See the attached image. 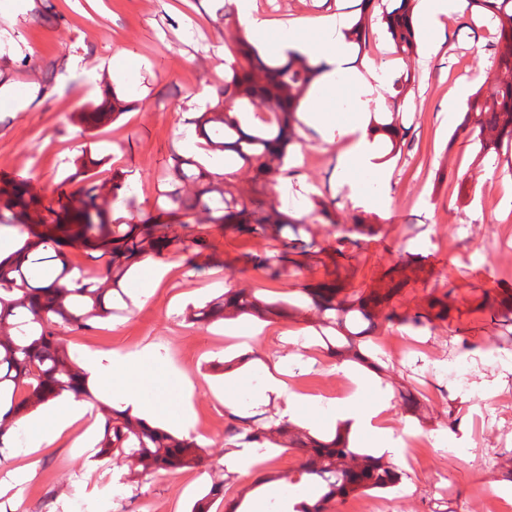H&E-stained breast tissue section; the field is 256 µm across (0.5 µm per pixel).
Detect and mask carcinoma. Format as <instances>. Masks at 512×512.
Segmentation results:
<instances>
[{"label": "carcinoma", "mask_w": 512, "mask_h": 512, "mask_svg": "<svg viewBox=\"0 0 512 512\" xmlns=\"http://www.w3.org/2000/svg\"><path fill=\"white\" fill-rule=\"evenodd\" d=\"M360 0V12L350 22L351 41L359 53L370 45L368 18L380 9L381 23L397 55H410L417 47L413 20L415 0ZM470 10L495 24L494 76L485 81L466 103L459 129L468 132L477 157L499 156L512 145V0H469ZM234 61L224 70V84L214 103L191 120L206 148L224 154L226 172H212L191 157L175 154L167 172L168 189L157 218L139 224L110 220L117 199L132 204V189L120 179L112 183L91 181L78 191L58 196V207L41 206L28 180H10L0 186V229L12 227L24 236L18 254L24 261L0 259V440L17 428L26 412L63 395L83 396L100 415L102 437L96 457L124 456L147 473L175 472L205 464L200 446L191 438H179L167 430L95 399L82 368L71 358L58 330L88 327L112 316L114 293L133 265L159 254L161 248L198 257L206 247L201 233L168 236L178 224H221L224 230L248 233L276 242L261 255H251L254 269L270 281H278L288 266L301 267L290 258L288 233L301 244L299 254H309L316 239L306 242L300 231L311 225L279 209L268 190L288 174L290 147L302 142L298 128L301 104L325 67L290 51L284 56H263L247 37L236 35L230 45ZM401 89L389 111L370 123L385 133L389 155L402 150L406 129L399 121L400 98L411 83V74L400 78ZM117 95L79 113L77 122L87 132L126 111ZM254 172L249 196L237 187L236 165ZM312 214L325 224L336 225L332 204L312 196ZM77 245L100 252L104 269L89 273L69 263L65 246ZM311 300L304 306L283 297L265 296L247 288H230L192 311L190 320L212 323L229 316L252 315L262 319L311 311L318 323L340 334L338 355L366 363L369 332L353 333L347 322L364 320L375 330L387 324L415 326L444 320L448 294L435 298L428 309L413 316L384 312L380 295L355 299L337 284L305 289ZM234 423L225 433L254 448H283L295 452L299 477L312 480L320 494L293 505V512H330L333 503L365 490L388 491L402 479L398 468L370 454L349 447L341 432L318 437L288 422L256 421L231 415ZM224 492L216 483L197 498L191 512H211Z\"/></svg>", "instance_id": "obj_1"}]
</instances>
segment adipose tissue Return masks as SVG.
Segmentation results:
<instances>
[{
  "label": "adipose tissue",
  "mask_w": 512,
  "mask_h": 512,
  "mask_svg": "<svg viewBox=\"0 0 512 512\" xmlns=\"http://www.w3.org/2000/svg\"><path fill=\"white\" fill-rule=\"evenodd\" d=\"M346 27L339 19L332 18L323 22L316 41H308L299 31L289 30L287 38L282 42V50L296 51L310 56L314 61L323 63L326 70L323 74L327 86H334L335 75H342L346 86L356 96L370 94L373 84L378 81L376 72L361 73L346 69L345 62L349 53V43L345 35ZM351 132L357 138L351 147L350 160L358 171L373 169V145L379 133L369 123L363 107H355L351 118ZM85 369L101 384L103 394L111 396L130 407L132 413L150 416L158 409L156 402L146 399V386L151 380L152 370L145 361L139 360L131 364L104 361L102 357L91 355L85 360ZM349 380L357 391L365 389V378L356 373H349ZM355 395L344 398L340 416L348 421L350 428L361 432H375V440L379 451L395 453L394 442L386 441L384 434L376 433L375 423L379 415L392 407L391 395L385 394L371 404L362 406Z\"/></svg>",
  "instance_id": "1"
}]
</instances>
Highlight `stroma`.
I'll return each instance as SVG.
<instances>
[{"label":"stroma","instance_id":"1","mask_svg":"<svg viewBox=\"0 0 512 512\" xmlns=\"http://www.w3.org/2000/svg\"><path fill=\"white\" fill-rule=\"evenodd\" d=\"M270 20L266 37L278 47L289 24L309 30L333 14L352 17L358 0H255ZM233 5L226 0H0V182L30 179L43 201L55 200L59 186L76 191L68 177L81 154L94 159V180L118 177L138 189L136 204L119 210L131 221L158 215L157 197L173 153L191 152L212 170L221 162L205 149L192 119L224 82V39L235 30ZM368 53L350 54L347 65L373 68L382 81L365 108L384 111L403 73L415 83L401 100L405 147L381 161L375 174L353 171L342 160L353 141L347 123L355 106L353 92L337 86L325 101L334 125L329 136L304 129L302 145L288 157V175L274 188L285 210L306 216L309 195L333 202L337 219L375 217L376 235L336 256L328 226L317 241L329 257L309 259L281 282L268 284L246 268V256L269 247L267 240L204 227L209 244L202 257L167 254V267L139 303L141 268H134L122 290L130 310L99 320L90 328L62 330L60 336L76 362L98 354L120 360L149 357L154 378L147 393L167 407L185 412L189 427L163 417L154 425L193 437L205 466L147 475L129 459L95 457L101 422L94 411L73 420L56 439L33 447L34 437L20 429L0 443V512H144L153 499L169 512H189L212 484L224 485L213 512L228 499L244 497L249 512L270 500L288 506L305 497V482H288L297 463L275 448L252 452L247 465L232 469L228 457L238 448L213 422L234 413L271 419L279 404L254 406L269 369L286 381L301 378L294 392L300 404L292 423L329 435L338 424L335 403L338 358L311 324L310 316L261 320L241 317L204 325L189 314L227 288L274 287L293 297L317 283L339 282L367 291L400 282L390 305L402 315L423 311L430 298L449 294L448 318L415 327L380 329L372 351L379 369H367L370 386L362 401L390 394L393 408L385 422L395 441L423 436L426 445L414 458L393 462L402 474L387 492L393 512H480V493L500 499L512 512V483L501 481V467L512 458V342L504 339L497 318L476 317L484 295H512V147L499 158L477 160L448 100L459 88L475 92L490 74L495 29L481 16L464 13L446 19L441 35L420 28L415 52L395 55L379 18H372ZM440 48L430 52L433 37ZM128 67L114 79L89 81L113 58ZM78 71H71V61ZM115 93L130 104L116 120L81 132L73 115ZM234 361L224 370L226 361ZM419 399L408 414L400 397ZM233 404H225V393ZM82 436H75V429ZM261 476L275 482L254 488Z\"/></svg>","mask_w":512,"mask_h":512}]
</instances>
